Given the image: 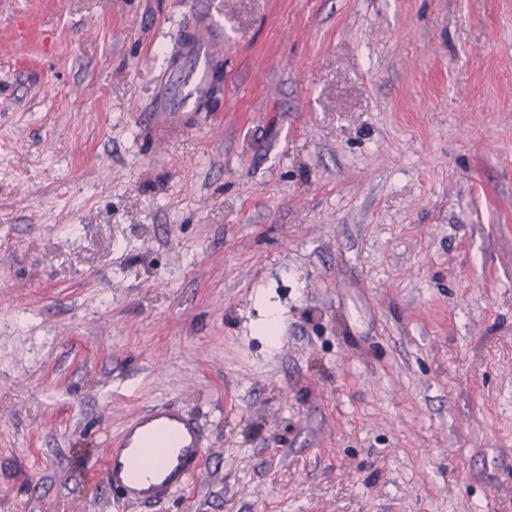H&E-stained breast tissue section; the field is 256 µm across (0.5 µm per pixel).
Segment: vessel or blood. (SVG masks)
<instances>
[{"label": "vessel or blood", "mask_w": 512, "mask_h": 512, "mask_svg": "<svg viewBox=\"0 0 512 512\" xmlns=\"http://www.w3.org/2000/svg\"><path fill=\"white\" fill-rule=\"evenodd\" d=\"M196 76L180 97L191 109L210 87V52L192 45ZM204 457L202 431L181 407L158 403L137 415L118 447L109 449L102 481L128 504H154L174 497L200 471Z\"/></svg>", "instance_id": "obj_1"}]
</instances>
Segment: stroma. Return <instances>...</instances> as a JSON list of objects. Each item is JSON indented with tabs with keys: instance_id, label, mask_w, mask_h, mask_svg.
I'll return each mask as SVG.
<instances>
[{
	"instance_id": "35a3bbf8",
	"label": "stroma",
	"mask_w": 512,
	"mask_h": 512,
	"mask_svg": "<svg viewBox=\"0 0 512 512\" xmlns=\"http://www.w3.org/2000/svg\"><path fill=\"white\" fill-rule=\"evenodd\" d=\"M0 512H512V0H0ZM196 60V76L192 83L186 85L180 97L182 109H191L195 102L209 91L211 79L210 52L204 44L193 43L191 50ZM202 431L181 407L157 403L137 415L107 451L102 481L126 504L174 497L201 470Z\"/></svg>"
}]
</instances>
